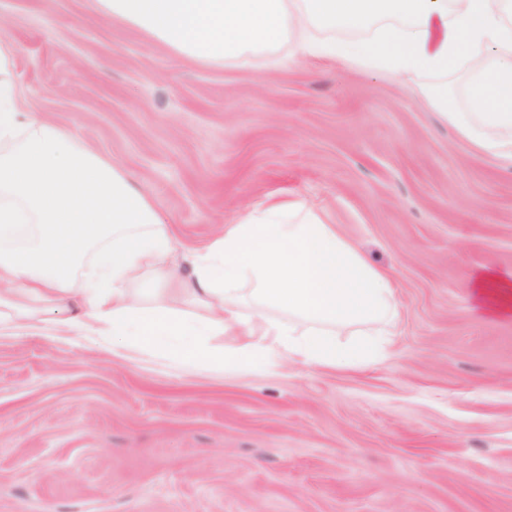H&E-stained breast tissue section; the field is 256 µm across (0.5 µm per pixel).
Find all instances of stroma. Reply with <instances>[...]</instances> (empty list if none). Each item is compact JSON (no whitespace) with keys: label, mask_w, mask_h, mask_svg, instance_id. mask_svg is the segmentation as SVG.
<instances>
[{"label":"stroma","mask_w":512,"mask_h":512,"mask_svg":"<svg viewBox=\"0 0 512 512\" xmlns=\"http://www.w3.org/2000/svg\"><path fill=\"white\" fill-rule=\"evenodd\" d=\"M21 107L71 129L188 249L267 195L316 203L397 283L350 370L193 371L47 314L0 330V512H512V167L396 83L288 50L204 65L94 0H0ZM467 287L487 319L512 317V270L483 266L471 274Z\"/></svg>","instance_id":"obj_1"}]
</instances>
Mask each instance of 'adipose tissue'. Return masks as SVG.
Returning <instances> with one entry per match:
<instances>
[{
    "label": "adipose tissue",
    "mask_w": 512,
    "mask_h": 512,
    "mask_svg": "<svg viewBox=\"0 0 512 512\" xmlns=\"http://www.w3.org/2000/svg\"><path fill=\"white\" fill-rule=\"evenodd\" d=\"M200 64L298 60L429 76L417 98L482 154L512 162V0H96ZM351 38H333L336 29ZM16 47L0 25V321L31 304L61 330L134 341L193 369L219 364L354 369L380 361L397 316L396 284L306 200L248 208L191 257L159 206L69 129L23 112ZM463 67L465 104L448 88ZM487 317H512V270L467 281ZM205 314L191 319L180 305ZM223 335L224 348L209 339Z\"/></svg>",
    "instance_id": "1"
}]
</instances>
